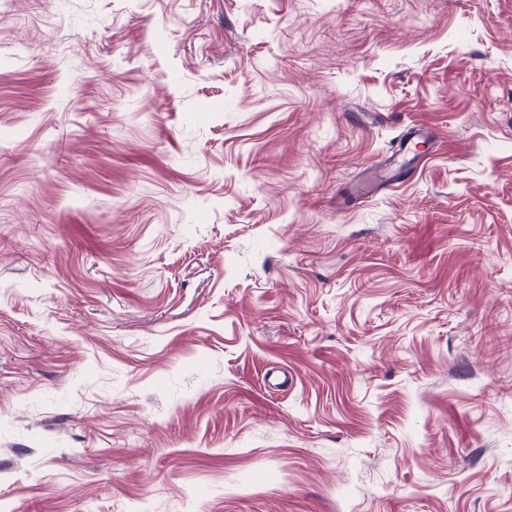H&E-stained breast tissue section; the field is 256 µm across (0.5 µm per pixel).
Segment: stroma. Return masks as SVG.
<instances>
[{
	"mask_svg": "<svg viewBox=\"0 0 512 512\" xmlns=\"http://www.w3.org/2000/svg\"><path fill=\"white\" fill-rule=\"evenodd\" d=\"M0 512H512V0H0ZM433 142L431 134L423 128L414 126L407 130L399 149L390 156L388 165L383 169L371 170L367 187H356L348 191V199L361 194H370L379 187H395L398 179L407 173L413 164L420 163L419 154L410 152V145L416 149L419 144ZM409 144V146H408Z\"/></svg>",
	"mask_w": 512,
	"mask_h": 512,
	"instance_id": "1",
	"label": "stroma"
}]
</instances>
